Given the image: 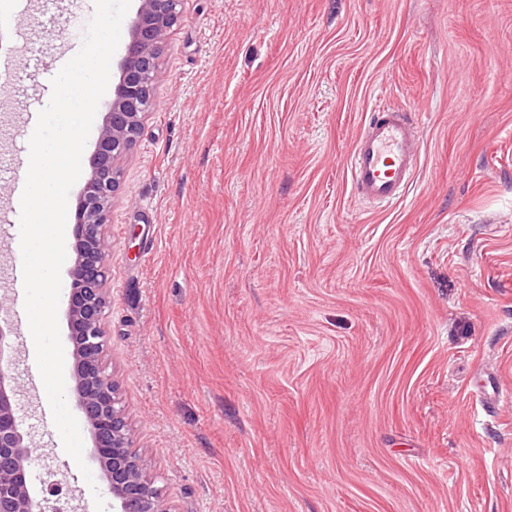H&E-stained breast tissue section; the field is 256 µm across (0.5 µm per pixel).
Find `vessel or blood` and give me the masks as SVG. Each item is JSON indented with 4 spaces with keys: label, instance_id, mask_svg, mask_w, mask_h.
Listing matches in <instances>:
<instances>
[{
    "label": "vessel or blood",
    "instance_id": "vessel-or-blood-1",
    "mask_svg": "<svg viewBox=\"0 0 512 512\" xmlns=\"http://www.w3.org/2000/svg\"><path fill=\"white\" fill-rule=\"evenodd\" d=\"M419 125L407 110L379 106L364 121L348 158L356 196L383 207L400 200L420 159Z\"/></svg>",
    "mask_w": 512,
    "mask_h": 512
}]
</instances>
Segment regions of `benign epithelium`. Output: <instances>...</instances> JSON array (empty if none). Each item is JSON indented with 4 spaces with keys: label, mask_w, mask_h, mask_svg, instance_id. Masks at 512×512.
Wrapping results in <instances>:
<instances>
[{
    "label": "benign epithelium",
    "mask_w": 512,
    "mask_h": 512,
    "mask_svg": "<svg viewBox=\"0 0 512 512\" xmlns=\"http://www.w3.org/2000/svg\"><path fill=\"white\" fill-rule=\"evenodd\" d=\"M127 28L112 100L92 155L91 173L80 196L75 225L76 258L69 269V340L73 345L76 408L93 439L113 512H167L139 456L129 453V431L117 384L104 366L108 335L105 309L106 223L120 186V162L139 141L144 120L155 105L160 54L181 16L182 0H137ZM13 327L0 323V512H43L27 483L33 439L20 427L14 409L17 386L11 355Z\"/></svg>",
    "instance_id": "7a95c632"
}]
</instances>
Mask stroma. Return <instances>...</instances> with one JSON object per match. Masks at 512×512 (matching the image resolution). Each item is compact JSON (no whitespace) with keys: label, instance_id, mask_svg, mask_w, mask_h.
<instances>
[{"label":"stroma","instance_id":"obj_1","mask_svg":"<svg viewBox=\"0 0 512 512\" xmlns=\"http://www.w3.org/2000/svg\"><path fill=\"white\" fill-rule=\"evenodd\" d=\"M93 0L0 24V161L75 56ZM106 226L109 336L133 452L167 512H512V0H184ZM419 115L389 208L352 191L366 115ZM0 232L34 487L111 502L63 448Z\"/></svg>","mask_w":512,"mask_h":512}]
</instances>
